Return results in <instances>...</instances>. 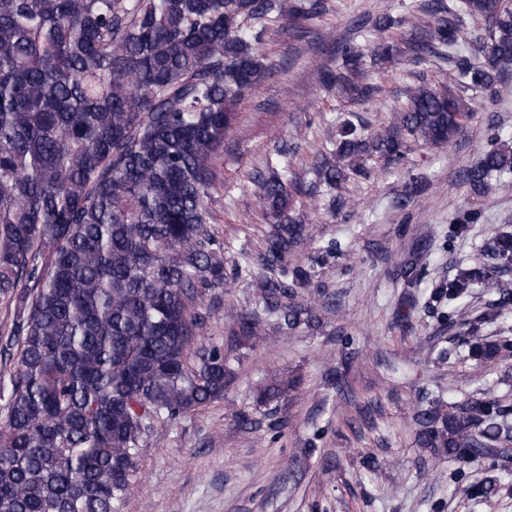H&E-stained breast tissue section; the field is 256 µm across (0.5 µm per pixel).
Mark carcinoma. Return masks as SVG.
Segmentation results:
<instances>
[{"label": "carcinoma", "instance_id": "carcinoma-1", "mask_svg": "<svg viewBox=\"0 0 512 512\" xmlns=\"http://www.w3.org/2000/svg\"><path fill=\"white\" fill-rule=\"evenodd\" d=\"M323 0H0V299L18 314L3 350L14 364L0 405V512H117L136 474L144 439L168 421L224 397V350L197 344L203 328L197 296L224 286V242L207 227L217 190L213 160L238 122L235 106L268 70L260 48L269 23L289 34L319 16ZM428 26L414 25L389 63L443 56L457 85L495 95L512 90V9L489 0H424ZM491 16L479 56L459 37L463 16ZM399 21L372 19L384 34ZM340 64L323 75L348 99L369 96L361 53L336 47ZM455 89L420 76L392 120L374 130L343 123L333 148L313 157L310 181L288 178L280 151L270 175H254L276 227L259 254L254 281L267 311L288 330L316 322L294 301L309 286L301 264L285 265L308 233L306 209L374 157L402 158L405 134L431 146L454 139L466 117ZM512 173V137L496 135L464 184L480 195L488 180ZM395 200L406 209L418 193ZM481 214L448 225L452 249ZM480 264L458 262L431 301L453 327L458 305L491 274H512V233H495ZM426 269L404 265L405 287ZM469 324V356L488 362L512 352V339L482 338V326L512 309V289ZM263 335L258 315L240 323ZM418 442L470 464L512 445V409L488 393L450 406L419 405ZM488 476L474 498L499 491Z\"/></svg>", "mask_w": 512, "mask_h": 512}]
</instances>
